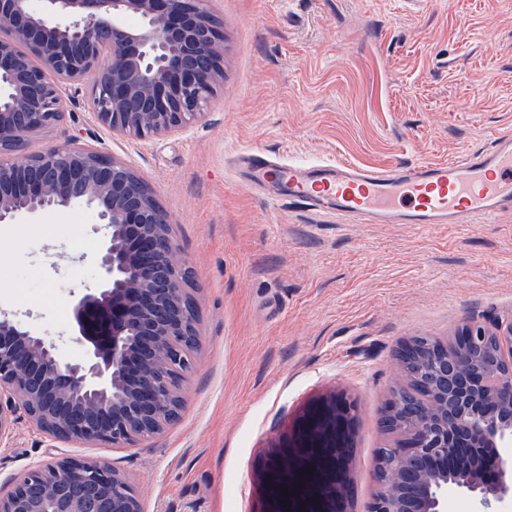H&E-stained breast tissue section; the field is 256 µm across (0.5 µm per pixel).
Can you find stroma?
Masks as SVG:
<instances>
[{
  "label": "stroma",
  "mask_w": 512,
  "mask_h": 512,
  "mask_svg": "<svg viewBox=\"0 0 512 512\" xmlns=\"http://www.w3.org/2000/svg\"><path fill=\"white\" fill-rule=\"evenodd\" d=\"M224 82L206 114L148 139L98 124L90 90L23 155L72 142L137 171L168 215L199 313L179 419L140 447L49 443L25 413L0 437V485L50 458L98 460L143 512H261L273 449L313 402L351 404L342 500L367 512L400 345L512 319V212L474 224H353L276 201L236 171L281 161H453L512 131V0H208ZM83 204L0 225V310L78 363L73 299L97 285Z\"/></svg>",
  "instance_id": "1"
}]
</instances>
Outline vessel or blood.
Instances as JSON below:
<instances>
[{
    "mask_svg": "<svg viewBox=\"0 0 512 512\" xmlns=\"http://www.w3.org/2000/svg\"><path fill=\"white\" fill-rule=\"evenodd\" d=\"M238 162L280 200L356 224H469L512 210V131L450 162L285 164L260 148Z\"/></svg>",
    "mask_w": 512,
    "mask_h": 512,
    "instance_id": "obj_1",
    "label": "vessel or blood"
}]
</instances>
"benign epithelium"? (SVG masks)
<instances>
[{
	"label": "benign epithelium",
	"mask_w": 512,
	"mask_h": 512,
	"mask_svg": "<svg viewBox=\"0 0 512 512\" xmlns=\"http://www.w3.org/2000/svg\"><path fill=\"white\" fill-rule=\"evenodd\" d=\"M206 0H0V155L62 122L61 84L90 87L95 119L148 138L202 117L224 81V33ZM95 209L104 241L101 281L73 300L78 333L91 344L80 363L15 315L0 312V436L19 409L53 441L136 447L165 423L183 374L175 336L199 334L187 309L183 265L166 212L127 163L99 151L52 147L36 160H0V224L50 207ZM403 374L424 376L431 395L416 403L404 385L382 424L403 439L378 462L380 490L368 512H447L448 487L492 512L512 500V461L492 481L448 453L512 444V320L466 323L444 343L413 336L402 346ZM348 407L332 399L310 411L291 442L277 447L265 512H338ZM288 497H282V488ZM142 512L135 486L109 465L66 457L31 466L0 488V512ZM287 506H282V501Z\"/></svg>",
	"instance_id": "benign-epithelium-1"
}]
</instances>
